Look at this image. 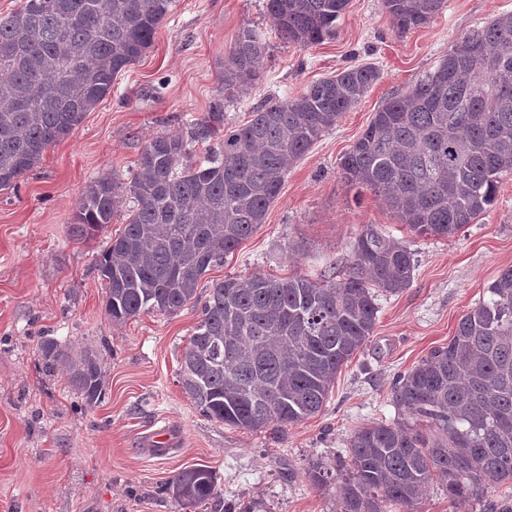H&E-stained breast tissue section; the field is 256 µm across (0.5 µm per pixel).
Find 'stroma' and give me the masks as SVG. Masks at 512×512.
Instances as JSON below:
<instances>
[{
    "instance_id": "35a3bbf8",
    "label": "stroma",
    "mask_w": 512,
    "mask_h": 512,
    "mask_svg": "<svg viewBox=\"0 0 512 512\" xmlns=\"http://www.w3.org/2000/svg\"><path fill=\"white\" fill-rule=\"evenodd\" d=\"M502 13H512V0H446L429 25L401 32L383 0H349L334 36L303 48L281 39L265 0H175L152 47L117 76L111 94L16 189L0 191V512H232L251 498L269 512H340L335 485L308 478L312 462L336 468L356 429L398 421L397 376L447 345L461 316L512 267V172L474 223L435 239L411 233L370 191L347 186L340 161L385 99L434 70L457 37ZM245 26L261 33L269 58L261 77L228 99L224 57ZM360 65L376 67L379 80L289 170L265 224L206 273L198 295L234 275L335 277L367 224L414 253L412 283L379 297L367 345L337 374L320 413L280 433L208 419L178 383L199 307L109 320L97 264L131 200L120 201L111 224L79 239L70 226L85 188L103 173L129 181L149 140L184 133L215 100L224 102L225 125L239 126L257 108ZM44 336L94 352L100 401L87 404L67 372L42 375ZM161 428L171 436L164 453L152 446ZM196 464L215 470L218 496L183 509L164 485ZM416 512H512V481L489 486L461 511L436 480Z\"/></svg>"
}]
</instances>
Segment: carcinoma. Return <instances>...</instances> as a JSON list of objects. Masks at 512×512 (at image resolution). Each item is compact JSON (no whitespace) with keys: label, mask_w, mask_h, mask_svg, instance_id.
Listing matches in <instances>:
<instances>
[{"label":"carcinoma","mask_w":512,"mask_h":512,"mask_svg":"<svg viewBox=\"0 0 512 512\" xmlns=\"http://www.w3.org/2000/svg\"><path fill=\"white\" fill-rule=\"evenodd\" d=\"M348 0H266L280 36L308 48L336 30ZM174 0H24L0 15V190L17 182L112 91L119 73L152 46ZM401 32L430 23L445 0H383ZM267 45L251 27L224 60V90L242 91L264 70ZM347 68L300 95L224 127V103L156 136L130 183L104 173L86 187L71 225L77 237L112 223L132 199L121 233L98 263L108 318L175 314L198 301L206 272L266 223L288 171L379 80ZM206 143L203 160L188 145ZM351 186L372 190L418 236L450 237L497 198L512 171V13L456 39L437 67L386 99L340 162ZM416 264L403 241L367 224L337 280L228 276L210 289L181 356L178 383L205 417L276 431L321 412L337 372L373 333L379 294L409 287ZM462 315L445 347L399 377L393 402L406 420L374 422L348 440L336 474L341 512H413L438 478L466 504L512 479V268ZM41 367L65 368L93 402L103 390L97 356L74 359L40 337ZM217 474L187 467L166 483L179 506L215 498Z\"/></svg>","instance_id":"obj_1"}]
</instances>
